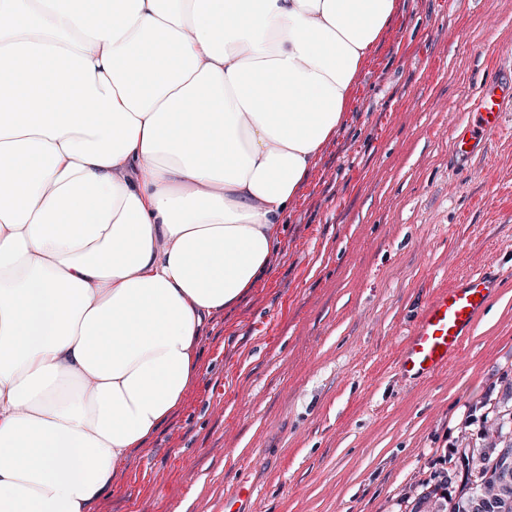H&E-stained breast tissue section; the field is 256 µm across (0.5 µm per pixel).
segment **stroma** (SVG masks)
I'll return each mask as SVG.
<instances>
[{"mask_svg":"<svg viewBox=\"0 0 512 512\" xmlns=\"http://www.w3.org/2000/svg\"><path fill=\"white\" fill-rule=\"evenodd\" d=\"M344 124L285 219L270 271L208 318L198 379L94 512H411L409 491L512 401V112L479 157L452 131L499 65L512 0H397ZM488 267L505 288L447 372L397 352L433 288Z\"/></svg>","mask_w":512,"mask_h":512,"instance_id":"obj_1","label":"stroma"}]
</instances>
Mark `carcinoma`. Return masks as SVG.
I'll return each mask as SVG.
<instances>
[{
    "label": "carcinoma",
    "instance_id": "carcinoma-1",
    "mask_svg": "<svg viewBox=\"0 0 512 512\" xmlns=\"http://www.w3.org/2000/svg\"><path fill=\"white\" fill-rule=\"evenodd\" d=\"M498 441L463 448L448 459L459 471L461 485L451 494L443 484H423L413 512L431 501L435 512H512V409L497 405L490 411Z\"/></svg>",
    "mask_w": 512,
    "mask_h": 512
}]
</instances>
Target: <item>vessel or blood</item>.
Listing matches in <instances>:
<instances>
[{
  "mask_svg": "<svg viewBox=\"0 0 512 512\" xmlns=\"http://www.w3.org/2000/svg\"><path fill=\"white\" fill-rule=\"evenodd\" d=\"M511 109L512 84L486 82L469 103L475 122L452 133L455 155L465 160L482 155L488 136L501 130L503 115ZM501 286V279L474 272L449 286L435 288L399 349V373L424 382L447 371Z\"/></svg>",
  "mask_w": 512,
  "mask_h": 512,
  "instance_id": "1",
  "label": "vessel or blood"
}]
</instances>
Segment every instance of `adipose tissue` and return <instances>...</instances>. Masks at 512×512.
<instances>
[{
  "label": "adipose tissue",
  "mask_w": 512,
  "mask_h": 512,
  "mask_svg": "<svg viewBox=\"0 0 512 512\" xmlns=\"http://www.w3.org/2000/svg\"><path fill=\"white\" fill-rule=\"evenodd\" d=\"M395 0H0V512H89L277 255Z\"/></svg>",
  "instance_id": "obj_1"
}]
</instances>
